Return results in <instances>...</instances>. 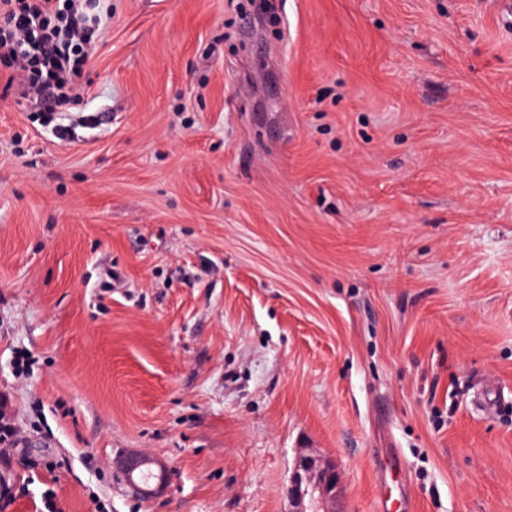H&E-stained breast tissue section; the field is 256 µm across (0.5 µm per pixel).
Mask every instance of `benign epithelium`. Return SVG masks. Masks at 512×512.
<instances>
[{"mask_svg":"<svg viewBox=\"0 0 512 512\" xmlns=\"http://www.w3.org/2000/svg\"><path fill=\"white\" fill-rule=\"evenodd\" d=\"M112 470L123 478L127 492L137 500L156 496L167 483L166 466L135 450L115 456ZM337 487L338 473L334 464L321 463L311 456L301 457L288 486L290 512H327L321 504L336 495Z\"/></svg>","mask_w":512,"mask_h":512,"instance_id":"1","label":"benign epithelium"}]
</instances>
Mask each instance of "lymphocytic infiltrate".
Segmentation results:
<instances>
[{
    "mask_svg": "<svg viewBox=\"0 0 512 512\" xmlns=\"http://www.w3.org/2000/svg\"><path fill=\"white\" fill-rule=\"evenodd\" d=\"M80 0H0V57L22 73L23 89L52 88L58 105L73 91L90 58Z\"/></svg>",
    "mask_w": 512,
    "mask_h": 512,
    "instance_id": "1",
    "label": "lymphocytic infiltrate"
}]
</instances>
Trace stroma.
Instances as JSON below:
<instances>
[{
    "instance_id": "stroma-1",
    "label": "stroma",
    "mask_w": 512,
    "mask_h": 512,
    "mask_svg": "<svg viewBox=\"0 0 512 512\" xmlns=\"http://www.w3.org/2000/svg\"><path fill=\"white\" fill-rule=\"evenodd\" d=\"M253 2L92 0L61 109L0 71L5 512H288L302 453L512 512V10ZM112 470L123 478L127 492L137 500L156 496L167 483L166 466L146 453L135 450L115 456Z\"/></svg>"
}]
</instances>
